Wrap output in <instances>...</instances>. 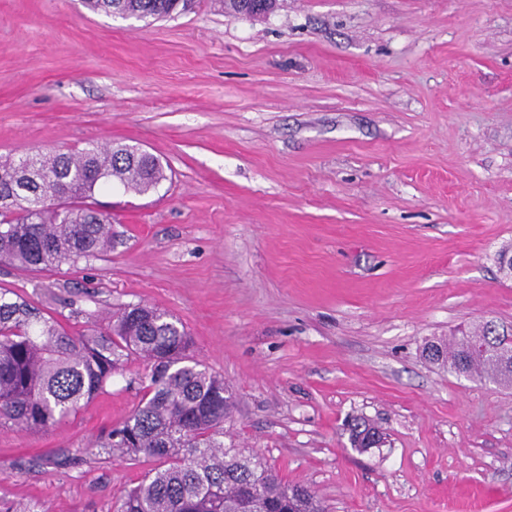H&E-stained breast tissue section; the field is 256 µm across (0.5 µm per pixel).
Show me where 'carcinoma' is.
Here are the masks:
<instances>
[{"label":"carcinoma","mask_w":512,"mask_h":512,"mask_svg":"<svg viewBox=\"0 0 512 512\" xmlns=\"http://www.w3.org/2000/svg\"><path fill=\"white\" fill-rule=\"evenodd\" d=\"M93 12L138 21L186 11L185 0H84ZM139 147L89 143L29 156L33 178L17 177L23 158L0 156V262L31 272L74 267L112 253V215L92 203L117 182L137 194L167 174ZM465 338L437 343V362L451 371L494 378L492 353L465 354ZM182 322L143 303L123 306L103 331L75 334L23 296L0 291V426L49 429L105 390L123 360L146 364L147 383L133 413L95 447L126 461L155 459L113 504V512H325L317 495L290 487L254 453L224 445L232 408L224 378L191 356ZM382 436L356 425L353 443Z\"/></svg>","instance_id":"obj_1"}]
</instances>
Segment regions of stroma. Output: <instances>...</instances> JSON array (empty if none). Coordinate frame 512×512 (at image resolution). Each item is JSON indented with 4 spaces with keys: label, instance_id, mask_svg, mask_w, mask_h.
Wrapping results in <instances>:
<instances>
[{
    "label": "stroma",
    "instance_id": "obj_1",
    "mask_svg": "<svg viewBox=\"0 0 512 512\" xmlns=\"http://www.w3.org/2000/svg\"><path fill=\"white\" fill-rule=\"evenodd\" d=\"M121 142L168 164L95 193L121 236L58 273L0 264L72 332L180 319L232 399L225 441L328 512H512V386L422 354L512 324V0H221L146 23L0 0V156ZM128 359L46 431L0 427V498L109 512L153 461L92 455L142 396ZM363 417L385 435L352 448Z\"/></svg>",
    "mask_w": 512,
    "mask_h": 512
}]
</instances>
